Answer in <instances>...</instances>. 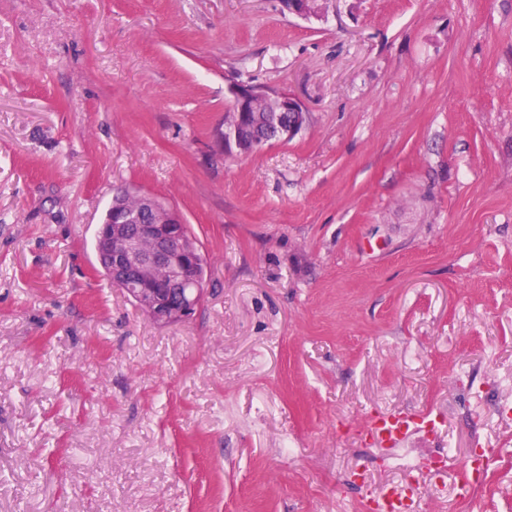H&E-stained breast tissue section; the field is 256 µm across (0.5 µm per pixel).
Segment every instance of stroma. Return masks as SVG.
<instances>
[{"label": "stroma", "mask_w": 512, "mask_h": 512, "mask_svg": "<svg viewBox=\"0 0 512 512\" xmlns=\"http://www.w3.org/2000/svg\"><path fill=\"white\" fill-rule=\"evenodd\" d=\"M0 0V512H512V0ZM308 113L246 156L233 83ZM179 212L206 294L159 326L94 251ZM429 408L434 435L368 441ZM446 495L430 502L435 482ZM391 490L395 491V493L399 496V500L401 503L400 509L401 511H398V507L395 503V501L390 497H377L372 499L377 511L381 512H392V511H398V512H406L409 510L413 500L412 495L413 492L411 490V486H391L389 487Z\"/></svg>", "instance_id": "35a3bbf8"}]
</instances>
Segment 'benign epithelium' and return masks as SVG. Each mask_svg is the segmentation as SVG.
I'll return each instance as SVG.
<instances>
[{
  "mask_svg": "<svg viewBox=\"0 0 512 512\" xmlns=\"http://www.w3.org/2000/svg\"><path fill=\"white\" fill-rule=\"evenodd\" d=\"M289 13L308 19L317 15L314 0H284ZM230 112L215 130L216 146L226 155H246L264 146L293 139L307 113L299 100L284 92H267L236 84L229 88ZM271 98L267 114L270 137L253 133L251 113L256 101ZM112 200L106 213L103 248L112 282L121 284L138 308L154 323L186 322L204 294L205 256L186 238L181 215L161 200L147 195Z\"/></svg>",
  "mask_w": 512,
  "mask_h": 512,
  "instance_id": "benign-epithelium-1",
  "label": "benign epithelium"
}]
</instances>
